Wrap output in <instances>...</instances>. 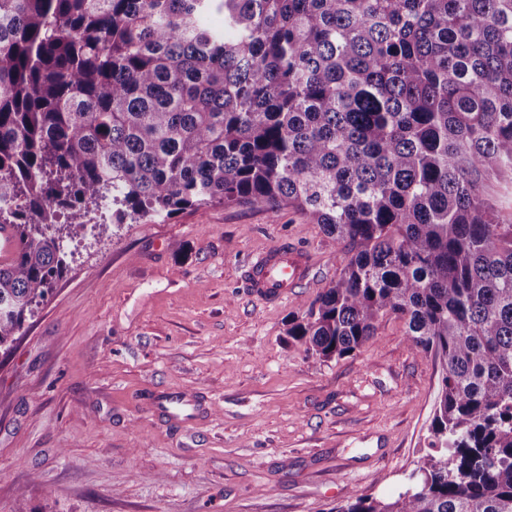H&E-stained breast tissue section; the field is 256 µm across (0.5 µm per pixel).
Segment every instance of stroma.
<instances>
[{"instance_id": "1", "label": "stroma", "mask_w": 512, "mask_h": 512, "mask_svg": "<svg viewBox=\"0 0 512 512\" xmlns=\"http://www.w3.org/2000/svg\"><path fill=\"white\" fill-rule=\"evenodd\" d=\"M64 240L67 268L0 355V512H334L396 497L425 451L441 373L403 320L328 362L287 334L344 247L288 207L209 205ZM306 250L312 287L265 303L251 257ZM203 410L153 418V396ZM152 410L159 418L172 422H188L195 416L197 401L182 388H173L154 397Z\"/></svg>"}]
</instances>
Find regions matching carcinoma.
Returning <instances> with one entry per match:
<instances>
[{"label": "carcinoma", "mask_w": 512, "mask_h": 512, "mask_svg": "<svg viewBox=\"0 0 512 512\" xmlns=\"http://www.w3.org/2000/svg\"><path fill=\"white\" fill-rule=\"evenodd\" d=\"M107 200L288 205L344 243L288 336L325 362L394 315L441 386L408 488L336 512H512V0H0V352L60 218Z\"/></svg>", "instance_id": "obj_1"}]
</instances>
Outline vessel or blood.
<instances>
[{
  "label": "vessel or blood",
  "mask_w": 512,
  "mask_h": 512,
  "mask_svg": "<svg viewBox=\"0 0 512 512\" xmlns=\"http://www.w3.org/2000/svg\"><path fill=\"white\" fill-rule=\"evenodd\" d=\"M310 270L311 257L307 252L276 245L250 262L248 284L263 302H278L288 298L291 288L308 282ZM152 410L157 417L187 422L196 413L197 401L183 389L173 388L154 397Z\"/></svg>",
  "instance_id": "obj_1"
}]
</instances>
